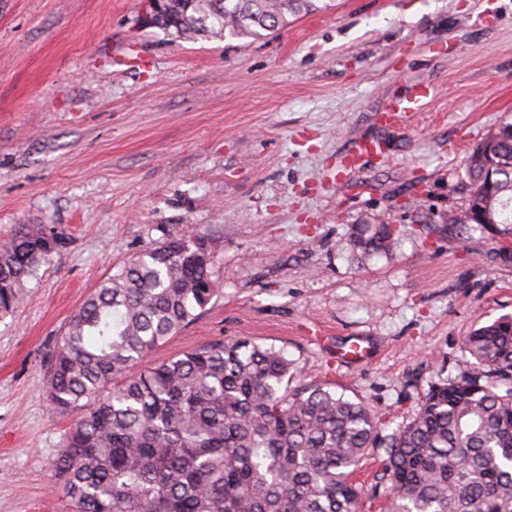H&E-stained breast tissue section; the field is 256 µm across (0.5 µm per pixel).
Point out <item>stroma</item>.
<instances>
[{
  "label": "stroma",
  "mask_w": 512,
  "mask_h": 512,
  "mask_svg": "<svg viewBox=\"0 0 512 512\" xmlns=\"http://www.w3.org/2000/svg\"><path fill=\"white\" fill-rule=\"evenodd\" d=\"M141 3L0 0V243L20 224L65 239L0 318V512H72L52 462L81 411L50 404L51 353L154 244L204 239L218 291L147 364L272 346L388 434L469 369L475 325L512 315V224L448 221L467 155L512 118V0H333L256 42L172 38ZM366 137L377 152L340 169ZM367 221L400 229L392 257L356 251ZM355 337L371 351L348 364Z\"/></svg>",
  "instance_id": "stroma-1"
}]
</instances>
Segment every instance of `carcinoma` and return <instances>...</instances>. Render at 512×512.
Listing matches in <instances>:
<instances>
[{"label": "carcinoma", "mask_w": 512, "mask_h": 512, "mask_svg": "<svg viewBox=\"0 0 512 512\" xmlns=\"http://www.w3.org/2000/svg\"><path fill=\"white\" fill-rule=\"evenodd\" d=\"M321 0H166L151 27L174 38L262 39ZM465 160L471 189L448 223L468 232L489 214L512 224V122L488 130ZM365 254L392 253L390 224H358ZM62 245L42 224L0 244V313L17 306ZM215 294L211 253L190 235L117 267L74 312L50 360L47 397L80 407L53 461L74 512H362L353 475L386 449L384 512H512V315L475 328L472 368L433 385L393 433L361 403L293 384L272 346L212 342L160 364L143 358Z\"/></svg>", "instance_id": "cac0c4a2"}]
</instances>
